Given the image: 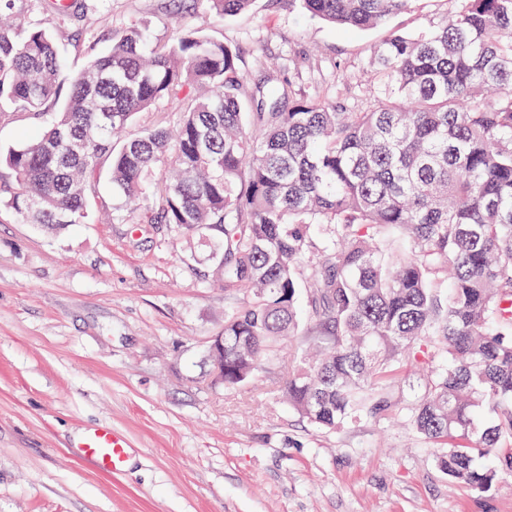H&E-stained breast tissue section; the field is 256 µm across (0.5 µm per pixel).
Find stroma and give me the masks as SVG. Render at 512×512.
Returning <instances> with one entry per match:
<instances>
[{
	"label": "stroma",
	"instance_id": "35a3bbf8",
	"mask_svg": "<svg viewBox=\"0 0 512 512\" xmlns=\"http://www.w3.org/2000/svg\"><path fill=\"white\" fill-rule=\"evenodd\" d=\"M456 0H413L387 27L346 30L300 0L217 16L166 0H98L60 32L72 72L89 42L136 23L198 27L235 51L246 91L288 78L319 101L364 102L389 33L445 23ZM206 248L121 219L51 230L0 221V512H512V472L475 491L406 426L315 428L266 376L227 388L209 345L230 298ZM102 423L134 461L106 476L71 447Z\"/></svg>",
	"mask_w": 512,
	"mask_h": 512
}]
</instances>
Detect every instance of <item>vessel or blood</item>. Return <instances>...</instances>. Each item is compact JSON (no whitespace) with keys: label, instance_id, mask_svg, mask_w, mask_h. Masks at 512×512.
I'll return each instance as SVG.
<instances>
[{"label":"vessel or blood","instance_id":"1","mask_svg":"<svg viewBox=\"0 0 512 512\" xmlns=\"http://www.w3.org/2000/svg\"><path fill=\"white\" fill-rule=\"evenodd\" d=\"M79 458L97 472L122 473L132 453L128 438L109 425L85 432L75 443Z\"/></svg>","mask_w":512,"mask_h":512}]
</instances>
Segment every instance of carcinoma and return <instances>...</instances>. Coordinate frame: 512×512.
<instances>
[{"instance_id": "carcinoma-1", "label": "carcinoma", "mask_w": 512, "mask_h": 512, "mask_svg": "<svg viewBox=\"0 0 512 512\" xmlns=\"http://www.w3.org/2000/svg\"><path fill=\"white\" fill-rule=\"evenodd\" d=\"M219 16L252 0H200ZM346 29L384 26L412 0H302ZM448 22L373 48L377 91L350 112L290 85L245 99L224 41L137 24L88 46L73 77L56 24L89 0L25 19L0 0V103L49 121L0 150V218L63 230L95 217L108 153L130 224L197 234L235 298L224 386L274 373L305 311L309 350L280 391L311 424L401 422L443 448L440 467L486 491L478 461L512 441V0H457ZM162 101L173 124L131 129ZM423 382L399 391L407 362Z\"/></svg>"}]
</instances>
